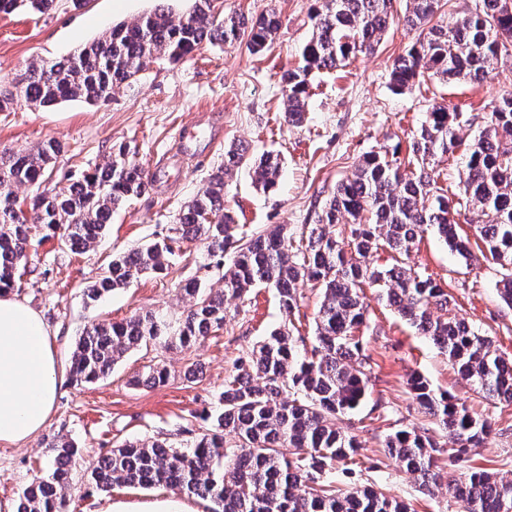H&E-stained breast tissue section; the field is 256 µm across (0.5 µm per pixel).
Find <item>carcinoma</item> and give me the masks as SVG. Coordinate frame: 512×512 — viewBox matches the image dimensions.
I'll return each mask as SVG.
<instances>
[{
  "instance_id": "cac0c4a2",
  "label": "carcinoma",
  "mask_w": 512,
  "mask_h": 512,
  "mask_svg": "<svg viewBox=\"0 0 512 512\" xmlns=\"http://www.w3.org/2000/svg\"><path fill=\"white\" fill-rule=\"evenodd\" d=\"M56 0H0V13L43 15ZM440 0H412L403 24L423 34L396 57L390 79L403 91L426 76L441 84L484 80L495 65L512 57V11L506 0H481V9L448 28L431 25ZM396 22L393 0H324L297 69L283 76L285 121L305 120L315 75L346 66L358 53H371ZM279 31L274 12L257 16L224 13L217 0H196L192 12L174 21L163 10L133 25L118 24L63 61L33 63L10 80L0 81V112L22 103L50 106L82 100L97 105L113 87L165 59L175 65L200 44L243 43L249 52L266 50ZM470 119L433 106L411 146L401 171L382 152L360 158L352 176L341 180L317 214L308 234L293 237L278 225L250 237L239 235L224 204V173L246 166L254 187L268 192L278 185L281 161L273 154L255 158L234 146L224 167L187 204L174 227L176 236L157 239L118 255L86 291L97 301L128 287L144 275H166L178 241L203 245L205 269L222 271L224 288L206 287L194 277L180 291L192 300L178 322L149 312L126 322H94L75 343L70 372L78 383L107 377L125 355L142 346L189 348L222 329L225 301L242 299L257 287L276 291L288 316L299 310L308 284L322 294L315 317L313 344L283 326L272 330L224 379L208 425L181 448L167 441H125L99 455L85 473L92 489L114 485L165 487L212 504L210 512H410L402 501L371 486L340 489L327 480L339 463L353 460L358 448L353 413L365 402L372 367L363 354L362 328L367 306L363 288L377 291L419 334L446 356L470 389L488 400L512 403V360L492 350L486 335L455 313L456 304L431 277L401 261L430 231L463 260L471 258L469 240L457 233L455 216L472 205L485 217L476 226L491 259L503 270L497 288L512 307V93L491 106L483 124L465 142L458 128ZM56 140L33 152H0V290L14 286L25 265L34 225L58 237L72 252L93 246L107 232L112 211L147 190L143 172L125 160V152L84 176L68 193L52 194L45 183L60 153ZM461 153L463 177L458 199L442 194L436 159ZM26 185L31 196L19 199ZM350 223L347 240L328 230ZM382 247L392 263L373 266ZM410 388L420 409L449 431L455 447L445 448L425 426H402L383 440L385 454L398 461L427 491L441 486L438 456L464 461L469 449L492 433L491 422L473 414L466 403L436 392L419 376ZM348 421L347 430L337 426ZM233 440H225V433ZM79 449L61 437L45 474L19 496L18 512H69L68 489ZM448 492L462 512H512V479L465 468L448 480Z\"/></svg>"
}]
</instances>
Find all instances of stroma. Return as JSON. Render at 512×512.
Returning a JSON list of instances; mask_svg holds the SVG:
<instances>
[{"instance_id": "35a3bbf8", "label": "stroma", "mask_w": 512, "mask_h": 512, "mask_svg": "<svg viewBox=\"0 0 512 512\" xmlns=\"http://www.w3.org/2000/svg\"><path fill=\"white\" fill-rule=\"evenodd\" d=\"M323 0H224L228 12L248 15L274 10L281 29L262 54L245 45L203 43L193 57L177 66L151 65L134 79L114 88L103 105L67 101L51 106L21 104L0 112V149L28 151L46 140L61 143L47 188L57 191L101 167L118 149L151 177L148 190L112 216L98 243L82 253L60 249L56 240L34 236L28 262L20 269L13 295L38 311L56 333L54 346L62 368H69L74 344L95 321L121 322L146 312L181 317L189 300L180 291L184 279L199 276L221 288L218 272L200 270L199 244H176L167 277L145 276L98 302H88L92 285L112 257L140 244L169 236L185 206L224 163L231 145L251 153L272 152L282 160L277 187L256 190L248 169L224 177V201L247 233L287 225L301 232L330 197L337 182L354 171L366 153L394 148L407 160L410 143L431 105L467 117H480L512 90V60L480 82L430 83L399 93L390 83L394 59L417 39V31L396 23L376 52L350 58L342 69L318 74L304 122L284 120L285 93L281 77L300 62V48L312 32V16ZM172 18L189 13L191 0H56L47 14H0V79L23 73L34 62L57 61L91 43L116 23L132 24L158 8ZM196 123L203 137L185 159L177 144L178 129ZM463 263L432 233H425L407 259L419 273L432 276L457 303L456 312L483 334L504 357L512 358V307L499 297L502 269L473 250ZM368 306L364 352L374 378L369 402H381L388 415L366 418L357 432L360 470H333L337 486L373 485L409 505L412 512H460L448 493L423 490L413 476L385 455L382 441L394 424L426 421L412 398L411 374H420L438 392L465 400L472 411L487 417L494 430L479 447L470 449L469 463L512 478V432L499 434L512 420V403L489 402L473 393L447 358L419 335L393 307L366 289ZM224 327L190 349L148 345L127 354L112 374L93 384L66 379L48 426L19 446L0 445V502H16L21 490L40 476L52 457L57 437L74 439L83 453L68 490L70 512H100L107 500L148 502L169 496L166 488H88L84 474L99 453L126 440L161 439L180 443L185 428H199L224 387L236 359L287 319L275 292L256 288L245 300L226 303ZM165 366L163 385H132L147 367Z\"/></svg>"}]
</instances>
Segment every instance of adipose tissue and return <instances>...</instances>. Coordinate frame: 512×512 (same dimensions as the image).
<instances>
[{"label": "adipose tissue", "mask_w": 512, "mask_h": 512, "mask_svg": "<svg viewBox=\"0 0 512 512\" xmlns=\"http://www.w3.org/2000/svg\"><path fill=\"white\" fill-rule=\"evenodd\" d=\"M44 318L0 291V444L16 446L48 425L63 383Z\"/></svg>", "instance_id": "ef3b65f1"}]
</instances>
